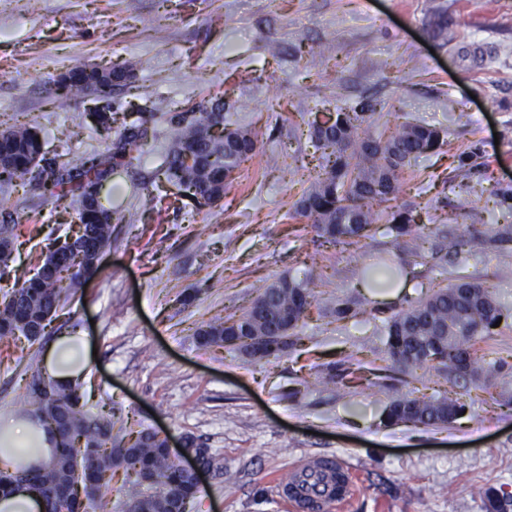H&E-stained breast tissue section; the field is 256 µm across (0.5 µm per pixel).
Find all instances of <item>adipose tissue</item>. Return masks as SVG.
I'll list each match as a JSON object with an SVG mask.
<instances>
[{"mask_svg":"<svg viewBox=\"0 0 512 512\" xmlns=\"http://www.w3.org/2000/svg\"><path fill=\"white\" fill-rule=\"evenodd\" d=\"M91 359L89 336L75 328L54 336L42 354L41 365L46 377L74 384L83 380ZM56 446L54 430L39 413L0 416V471L45 468L52 462Z\"/></svg>","mask_w":512,"mask_h":512,"instance_id":"1","label":"adipose tissue"}]
</instances>
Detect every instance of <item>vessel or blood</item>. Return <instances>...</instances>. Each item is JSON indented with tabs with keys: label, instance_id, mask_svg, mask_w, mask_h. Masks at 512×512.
Masks as SVG:
<instances>
[{
	"label": "vessel or blood",
	"instance_id": "vessel-or-blood-1",
	"mask_svg": "<svg viewBox=\"0 0 512 512\" xmlns=\"http://www.w3.org/2000/svg\"><path fill=\"white\" fill-rule=\"evenodd\" d=\"M354 473L338 456L316 457L294 467L278 482V497L287 512H344L352 496Z\"/></svg>",
	"mask_w": 512,
	"mask_h": 512
}]
</instances>
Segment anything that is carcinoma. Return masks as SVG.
Listing matches in <instances>:
<instances>
[{"mask_svg":"<svg viewBox=\"0 0 512 512\" xmlns=\"http://www.w3.org/2000/svg\"><path fill=\"white\" fill-rule=\"evenodd\" d=\"M133 78L126 67L78 65L60 76L57 89L68 96L81 92L112 90ZM139 98L146 111L127 113L119 126L107 112H74L72 126L89 125L103 139L105 151H96L63 172L43 166L42 146L35 131L16 126L0 133V185L18 180L39 185L52 195L77 197L76 240H60L47 250L36 272L13 289L0 303V338L24 337L33 344L68 302L66 289L78 288L82 278L93 273L103 252L112 243V223L122 222L118 211L107 207L109 195L102 194L116 169L139 159L160 131L168 137L162 163L147 181L132 185L143 209L152 211L165 200L162 184L184 192L199 206H210L224 197V173L236 172L256 154L257 140L251 131L233 125L224 113V101L208 100L209 107L196 112L172 111L164 99L147 89ZM375 107L363 103L351 112L336 110L334 122L313 126L312 137L322 150L323 173L295 203L294 212L312 221L319 237L336 245H357L372 238V226L385 220L398 236H423L426 226L413 223L409 211L393 209L403 173L411 161L440 146L444 130L419 123H403L385 135L374 134L378 124ZM19 218L6 213L0 217V263L6 264L14 245V227ZM490 241L500 244L496 254L499 270L512 272V225L495 226ZM468 240L448 234L431 255L418 251L415 264L432 259L440 266L448 259L459 260ZM393 280L397 268L378 258L362 270V280L379 286L376 276ZM312 279L282 276L258 290L251 304L238 316L212 315L195 330L199 345H224L246 355L260 347L268 356L283 352L282 339L298 336L306 313L317 294ZM367 313L365 305L349 298L336 300V320ZM505 318L490 287L457 277V282L440 287L407 309L394 312L386 321L385 358L393 365L410 369L433 366L451 386L460 378L489 381L501 373L493 363L479 365V343L492 334L494 324ZM37 373L29 381L25 400L54 427L58 438L55 459L41 470L22 474L0 473V490L16 483L28 488L45 502V512H112L110 497L112 470L124 468L135 492L127 512H175L181 503L192 502L198 492L191 472L179 467L165 448V439L153 431H139L127 446L112 447V420L87 408L82 386L47 382L49 392L36 390ZM465 410L450 390L428 399L403 394L386 408L384 423H414L446 426ZM185 448L201 467L224 475L223 459L196 438H185Z\"/></svg>","mask_w":512,"mask_h":512,"instance_id":"cac0c4a2","label":"carcinoma"}]
</instances>
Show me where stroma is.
Segmentation results:
<instances>
[{"label":"stroma","instance_id":"obj_1","mask_svg":"<svg viewBox=\"0 0 512 512\" xmlns=\"http://www.w3.org/2000/svg\"><path fill=\"white\" fill-rule=\"evenodd\" d=\"M443 20L455 40L441 35ZM465 48L479 49L478 58L463 57ZM93 64L125 65L134 78L103 97L59 95L62 73ZM143 86L174 110L223 97L233 122L255 133L257 153L222 200L200 208L140 209L131 184L157 165L158 144L113 176L112 205L124 221L52 324L90 336L89 405L110 411L113 438L192 435L223 458V476H203L189 512H284L275 478L296 459L336 454L357 476L347 512H486L487 489L512 494V326L480 344L508 375L486 388L467 384L462 418L383 424L394 388L428 397L449 389L432 368L387 367L388 316L458 273L492 285L512 310V274L499 273L490 245L471 241L456 267H413L410 291L379 303L378 314L339 322L330 312L336 296L374 300L358 275L370 254L396 261L411 245L380 224L344 251L294 212L316 172L312 124L371 102L380 126L410 121L448 133L413 161L398 199L431 231L423 252L454 229L451 204L464 185L471 223L512 224V205L498 199L512 191V0H0V130L34 126L56 167L96 143L67 115L128 107ZM472 146L481 167L468 176L458 156ZM289 165L301 170L291 180ZM0 205L22 218L17 249L0 265L1 295L31 276L50 238L74 230L77 206L31 185L0 189ZM288 274L314 277L323 300L281 358L198 346L202 321L240 313L256 287ZM43 350L0 338L1 414L28 412L25 384ZM343 357L361 385H319L327 364Z\"/></svg>","mask_w":512,"mask_h":512}]
</instances>
